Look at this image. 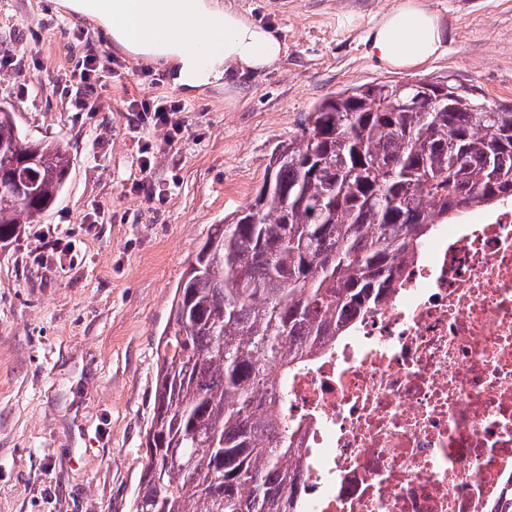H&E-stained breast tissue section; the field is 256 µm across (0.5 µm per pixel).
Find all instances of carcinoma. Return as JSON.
Listing matches in <instances>:
<instances>
[{"label": "carcinoma", "mask_w": 512, "mask_h": 512, "mask_svg": "<svg viewBox=\"0 0 512 512\" xmlns=\"http://www.w3.org/2000/svg\"><path fill=\"white\" fill-rule=\"evenodd\" d=\"M70 166L0 108V246ZM511 202L512 104L445 78L315 105L175 288L131 512H302L288 375L395 292L437 225Z\"/></svg>", "instance_id": "cac0c4a2"}]
</instances>
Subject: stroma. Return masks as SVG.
Returning <instances> with one entry per match:
<instances>
[{
	"instance_id": "1",
	"label": "stroma",
	"mask_w": 512,
	"mask_h": 512,
	"mask_svg": "<svg viewBox=\"0 0 512 512\" xmlns=\"http://www.w3.org/2000/svg\"><path fill=\"white\" fill-rule=\"evenodd\" d=\"M62 0H0V108L30 140L60 141L67 182L37 223L0 248V512H130L153 412L157 344L174 289L212 225L246 205L275 151L315 104L372 81L451 78L512 103V0H424L445 52L414 71L367 56L399 0H237L276 27L278 68L193 96L118 52ZM105 66L88 107L65 81L86 48ZM182 103L190 137L167 146L131 99ZM153 146L148 202L141 143Z\"/></svg>"
}]
</instances>
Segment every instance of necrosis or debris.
I'll return each mask as SVG.
<instances>
[{"label": "necrosis or debris", "mask_w": 512, "mask_h": 512, "mask_svg": "<svg viewBox=\"0 0 512 512\" xmlns=\"http://www.w3.org/2000/svg\"><path fill=\"white\" fill-rule=\"evenodd\" d=\"M402 288L288 383L304 512L512 500V204L440 225Z\"/></svg>", "instance_id": "necrosis-or-debris-1"}]
</instances>
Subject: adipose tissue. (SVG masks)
I'll list each match as a JSON object with an SVG mask.
<instances>
[{
  "label": "adipose tissue",
  "mask_w": 512,
  "mask_h": 512,
  "mask_svg": "<svg viewBox=\"0 0 512 512\" xmlns=\"http://www.w3.org/2000/svg\"><path fill=\"white\" fill-rule=\"evenodd\" d=\"M95 16L125 52L170 69L185 93L271 70L287 52L272 26L254 21L234 0H119L115 12L98 0H71ZM444 26L423 0H400L382 14L366 41L383 66L411 70L443 49Z\"/></svg>",
  "instance_id": "ef3b65f1"
}]
</instances>
